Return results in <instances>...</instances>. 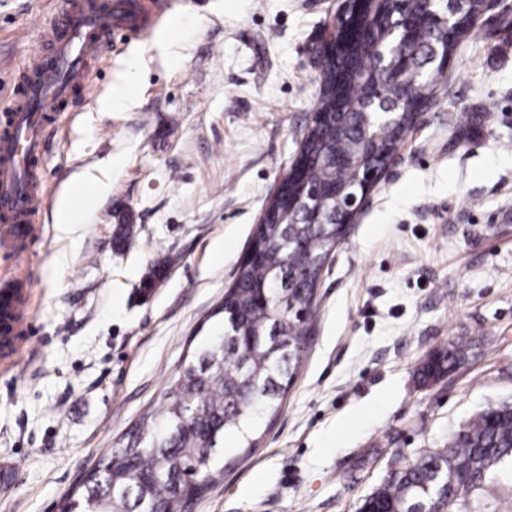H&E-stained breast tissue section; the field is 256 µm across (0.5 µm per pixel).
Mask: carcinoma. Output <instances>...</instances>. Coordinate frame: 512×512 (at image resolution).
<instances>
[{
    "mask_svg": "<svg viewBox=\"0 0 512 512\" xmlns=\"http://www.w3.org/2000/svg\"><path fill=\"white\" fill-rule=\"evenodd\" d=\"M482 0H447L460 26L444 27L435 5L408 0L406 11L385 0L371 4L366 37L353 48L348 70L336 56L315 62L321 78L318 112L329 119L307 132L299 179L271 200V220L256 225L259 258L239 264L224 292L221 331L198 343L167 382L162 404L147 410L92 467L74 497L86 505L124 512H149L158 502L165 512H187L224 478V436L235 434L244 448L262 420L275 415L300 368L315 313L316 290L326 260L341 241L342 224H312L304 204L331 210V189L351 186L364 169L385 163L403 142L413 113L433 96L442 67L428 60L453 54L471 30ZM399 41L385 69L379 51ZM394 110L389 121L368 115L381 106ZM289 241H302L311 257L304 269L291 263ZM463 344L431 354L421 377L445 376L465 359ZM209 467L196 468L197 458ZM512 463V401L487 405L460 428L446 446L396 461L383 483L364 499L359 512H474L472 495Z\"/></svg>",
    "mask_w": 512,
    "mask_h": 512,
    "instance_id": "carcinoma-1",
    "label": "carcinoma"
}]
</instances>
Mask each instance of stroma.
Wrapping results in <instances>:
<instances>
[{"label":"stroma","instance_id":"35a3bbf8","mask_svg":"<svg viewBox=\"0 0 512 512\" xmlns=\"http://www.w3.org/2000/svg\"><path fill=\"white\" fill-rule=\"evenodd\" d=\"M169 2L150 32L91 66L90 100L55 114L35 243L0 246V288L30 285L28 341L0 358V512H61L83 472L161 403L188 348L218 331L320 99L307 49L338 0ZM60 7L0 0V107ZM475 28L326 265L277 416L251 452L225 441L224 478L193 512H358L395 455L443 447L512 401V33L489 13ZM134 58L128 104L101 111ZM90 175L105 194L83 223L55 224ZM125 218L123 250L113 232ZM462 339V364L420 383L426 356Z\"/></svg>","mask_w":512,"mask_h":512}]
</instances>
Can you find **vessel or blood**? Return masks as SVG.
<instances>
[{
  "instance_id": "1",
  "label": "vessel or blood",
  "mask_w": 512,
  "mask_h": 512,
  "mask_svg": "<svg viewBox=\"0 0 512 512\" xmlns=\"http://www.w3.org/2000/svg\"><path fill=\"white\" fill-rule=\"evenodd\" d=\"M156 0H65L45 33L44 51L28 62L9 104L0 112V223L15 241L29 238L27 224L42 210L40 156L45 128L53 113L85 101L94 86L91 60L107 41L141 36L154 24Z\"/></svg>"
}]
</instances>
